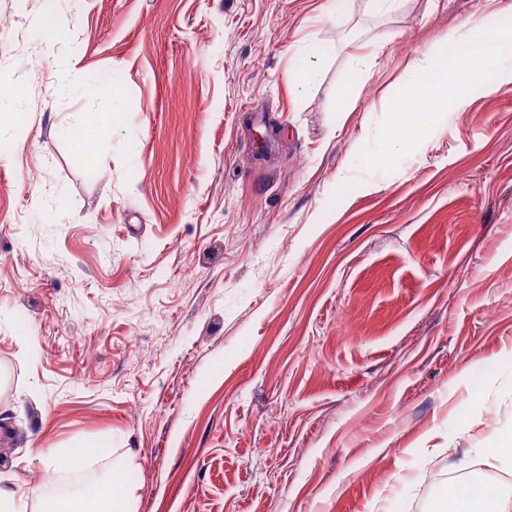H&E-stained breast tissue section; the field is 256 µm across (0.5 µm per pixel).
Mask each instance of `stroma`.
<instances>
[{"label":"stroma","mask_w":512,"mask_h":512,"mask_svg":"<svg viewBox=\"0 0 512 512\" xmlns=\"http://www.w3.org/2000/svg\"><path fill=\"white\" fill-rule=\"evenodd\" d=\"M483 6L0 0V488L100 440L136 512L512 492L478 455L512 433V56L386 139Z\"/></svg>","instance_id":"35a3bbf8"}]
</instances>
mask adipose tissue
<instances>
[{
  "instance_id": "adipose-tissue-1",
  "label": "adipose tissue",
  "mask_w": 512,
  "mask_h": 512,
  "mask_svg": "<svg viewBox=\"0 0 512 512\" xmlns=\"http://www.w3.org/2000/svg\"><path fill=\"white\" fill-rule=\"evenodd\" d=\"M454 41L464 49V56L427 51L417 59V85L414 91L405 93L397 109V119L388 131L391 139L410 141L429 123L431 104L447 99L458 83H477L484 93L495 92V85L484 82L481 72L504 49H512V29L502 26L498 12L487 10L457 28ZM116 486L117 481L112 478L91 499L62 501L50 496L45 482L33 475L25 483L24 496L0 490V512H27L32 498L39 501L41 512H129L128 499L115 498ZM447 499L448 512H512V498L477 495L463 485L453 486Z\"/></svg>"
}]
</instances>
